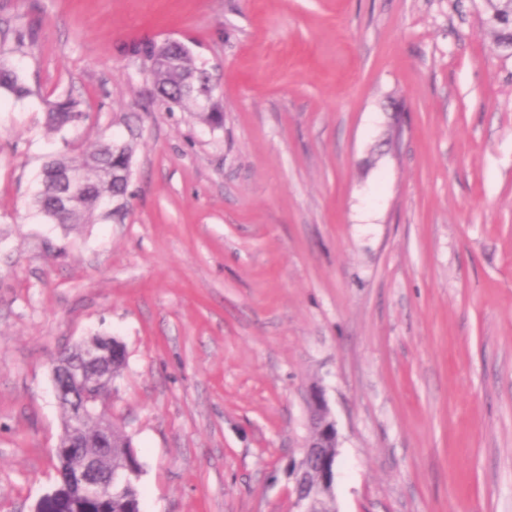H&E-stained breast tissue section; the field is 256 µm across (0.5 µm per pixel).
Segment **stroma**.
<instances>
[{"label": "stroma", "instance_id": "1", "mask_svg": "<svg viewBox=\"0 0 512 512\" xmlns=\"http://www.w3.org/2000/svg\"><path fill=\"white\" fill-rule=\"evenodd\" d=\"M485 0H0V512L55 486L51 362L99 334L141 512H295L321 388L336 512H512V51ZM35 28L34 46L16 49ZM179 41L224 124L155 95ZM86 120L45 126L48 101ZM139 131L121 213L35 217L45 157ZM5 51L0 50V96L2 93L22 100L31 94V89L20 76L16 68L4 57ZM86 117L87 113L83 109V102L70 94L48 105L46 125L49 131L61 133L78 127Z\"/></svg>", "mask_w": 512, "mask_h": 512}]
</instances>
